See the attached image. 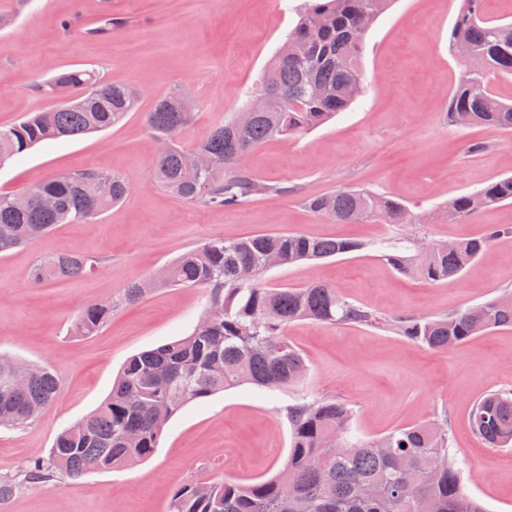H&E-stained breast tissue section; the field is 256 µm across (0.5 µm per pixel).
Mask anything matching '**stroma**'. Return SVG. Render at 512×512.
Masks as SVG:
<instances>
[{
	"instance_id": "stroma-1",
	"label": "stroma",
	"mask_w": 512,
	"mask_h": 512,
	"mask_svg": "<svg viewBox=\"0 0 512 512\" xmlns=\"http://www.w3.org/2000/svg\"><path fill=\"white\" fill-rule=\"evenodd\" d=\"M298 0H0V126L55 106L37 82L68 67L136 85L138 109L120 124L38 144L0 165V193L20 195L49 176L85 167L119 174L123 202L102 215L57 225L32 245L0 255V354L50 366L62 390L23 428H0V477L47 456L57 433L94 411L132 355L189 335L204 316L203 288H165L121 303L126 284L156 273L214 238L302 233L363 242V250L275 267L267 285L319 280L349 301L383 314L438 316L512 292V238H501L459 276L438 284L411 278L383 260L380 241H454L512 225V203L451 223L448 199L512 176V132L448 126L446 113L463 64L449 51L461 0H393L365 38L367 93L350 110L308 133L275 138L243 159L258 179L288 186L239 205L192 206L152 181L159 144L143 114L175 88L196 112L181 143L193 148L217 122L236 115L259 87L296 21ZM484 150H476V143ZM364 187L432 215L424 224H333L304 196ZM69 251L98 257L92 274L42 288L28 285L34 262ZM117 303L98 333L71 327L91 300ZM302 352L303 379L270 396L248 386L184 407L154 455L122 470L26 487L0 512H167L174 489L276 475L288 458L285 408L303 398L338 400L354 417L350 436L368 441L426 420L446 421L464 488L487 512H512V448L488 447L470 425L473 403L512 389V329L472 337L434 353L391 332L297 321L287 329Z\"/></svg>"
}]
</instances>
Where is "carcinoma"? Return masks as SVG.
Masks as SVG:
<instances>
[{"instance_id": "1", "label": "carcinoma", "mask_w": 512, "mask_h": 512, "mask_svg": "<svg viewBox=\"0 0 512 512\" xmlns=\"http://www.w3.org/2000/svg\"><path fill=\"white\" fill-rule=\"evenodd\" d=\"M393 0H304L298 21L288 33V55L275 56L253 99L265 104L251 124L239 130L235 120L215 126L195 150L206 158L196 181L182 177L181 131L193 120L192 105L177 102L174 90L159 98L145 122L163 145L153 167V181L187 204L234 206L259 195L288 192L286 186L260 182L242 166L250 150L266 141L300 135L349 109L364 95L362 54L368 29L365 16L384 13ZM449 50L467 61L483 62L465 70L449 104L448 125L495 127L512 131V103L497 96L495 76H512V23L483 16V0H462L449 38ZM324 93L312 97L309 82ZM57 84L82 93L69 107L31 112L19 123L0 128V165L33 146L62 137L106 130L137 110L139 89L105 81L95 71L65 69L41 86ZM102 179L112 195H97ZM129 192L120 175L79 169L34 185L26 205L0 194V254L27 245L58 224L93 219ZM55 206L48 208L44 198ZM512 201V177L492 182L475 193L458 195L445 208L451 221ZM304 206L336 224L380 218L386 224H417L423 207L358 187L308 196ZM512 235V227L490 226L478 238L455 242L450 249L435 243L425 252L396 239L383 258L403 274L438 283L459 275L490 243ZM345 238L301 233H262L210 240L186 250L167 265V279L138 278L125 288L131 303L147 293L174 286L206 288L207 309L193 333L130 357L109 397L90 415L64 428L48 456L31 462L20 480H0V502L25 486H47L58 477L78 479L92 470H117L153 455L169 421L186 405L240 385L276 391L298 382L306 372L302 353L285 330L293 322L345 323L395 332L442 353L472 336L512 328V301L496 296L446 316L413 313L383 317L343 298L321 281L301 287L272 288L263 281L265 257L280 255L282 265L329 258L361 250ZM92 257L60 251L39 260L29 283L42 286L84 276L96 269ZM112 316V302L88 303L73 323V334L97 333ZM25 375L24 384L9 382ZM61 389L47 365L0 355V427H23L52 406ZM291 442L279 473L249 484L231 480L191 483L175 489L168 512H485L469 495L442 423L394 429L367 442L350 439L353 410L331 400L299 401L288 406ZM475 434L496 447L512 446V393H490L474 403Z\"/></svg>"}]
</instances>
